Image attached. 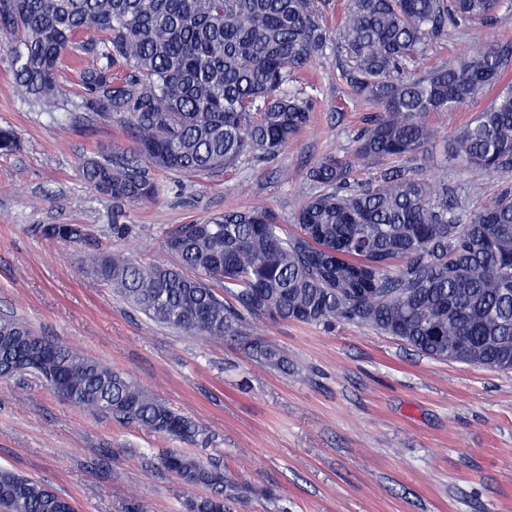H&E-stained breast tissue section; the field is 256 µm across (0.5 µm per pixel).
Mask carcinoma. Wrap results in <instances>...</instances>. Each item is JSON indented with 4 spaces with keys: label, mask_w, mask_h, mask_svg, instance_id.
I'll return each instance as SVG.
<instances>
[{
    "label": "carcinoma",
    "mask_w": 512,
    "mask_h": 512,
    "mask_svg": "<svg viewBox=\"0 0 512 512\" xmlns=\"http://www.w3.org/2000/svg\"><path fill=\"white\" fill-rule=\"evenodd\" d=\"M512 0H349L336 28L322 0H0V56L18 95L38 106L63 97L59 62L83 55L80 103L123 125L131 146L82 161V177L117 212L155 200L157 173L218 176L242 158L266 161L296 142L312 106L290 88L332 49L352 93L376 108L352 153L309 170L323 191L307 196L297 233L279 234L264 207L231 209L183 224L163 241L169 264L143 267L121 253L90 254L92 272L149 319L188 335L222 340L245 317L329 325L352 321L394 336L418 353L512 368V187L472 213L445 185L404 170L358 185L355 163L409 161L434 137L426 118L492 94L448 140L447 159L512 177V43L490 45L417 75L414 64L474 24L493 25ZM19 147L0 127V151ZM66 242L77 224L42 228ZM229 294L230 303L224 295ZM255 363L288 371V357L260 337ZM32 374L59 397L181 440L200 435L189 418L83 352L0 315V377ZM165 467L210 495L194 512H231L239 487L220 465L182 452ZM71 502L31 478L0 469L4 512H61Z\"/></svg>",
    "instance_id": "1"
}]
</instances>
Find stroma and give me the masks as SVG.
<instances>
[{
    "label": "stroma",
    "mask_w": 512,
    "mask_h": 512,
    "mask_svg": "<svg viewBox=\"0 0 512 512\" xmlns=\"http://www.w3.org/2000/svg\"><path fill=\"white\" fill-rule=\"evenodd\" d=\"M512 43V16L450 33L426 66ZM306 94L314 120L270 162L242 159L218 178L162 175L163 191L127 206L135 230L113 236L112 203L85 182V156L125 143L95 113L24 103L0 63V127L18 151L0 153V312L89 353L202 433L185 443L100 418L27 374L0 378V468L69 497L77 512H189L207 496L165 470L168 451L217 462L253 487L233 512H512V371L427 358L395 337L350 321L332 327L247 319L211 341L149 320L83 263L90 252L168 262L165 235L230 208L265 206L293 231L297 190L328 154L346 155L374 109L353 96L335 53L318 61ZM488 97L431 114L437 137L416 170L479 210L503 180L443 158V140L475 120ZM46 224H81L80 243L46 239ZM264 337L288 355V373L251 360ZM268 487L273 497L259 496Z\"/></svg>",
    "instance_id": "obj_1"
}]
</instances>
